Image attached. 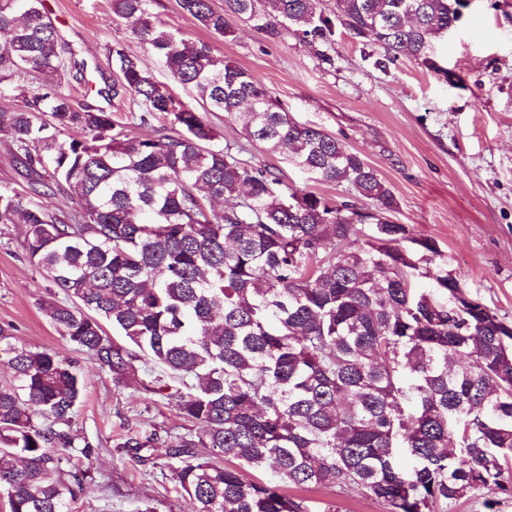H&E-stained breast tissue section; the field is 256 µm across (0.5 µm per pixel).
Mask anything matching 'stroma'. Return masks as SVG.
I'll return each mask as SVG.
<instances>
[{
    "label": "stroma",
    "instance_id": "stroma-1",
    "mask_svg": "<svg viewBox=\"0 0 512 512\" xmlns=\"http://www.w3.org/2000/svg\"><path fill=\"white\" fill-rule=\"evenodd\" d=\"M44 8L73 52L62 89L75 108L112 109L104 88L116 76L110 49L117 41L157 81L193 103L192 92L173 84L162 62L132 36L129 22L113 15L110 0H44ZM152 11L186 41L207 42L263 81L299 122L359 151L394 194L392 220L409 225L415 237L435 240L470 294L512 321V0H470L433 45L439 74L409 59L378 69L368 47L341 28L327 48L334 59L328 65L297 39L273 42L239 20L235 39L213 36L176 0H154ZM449 71L455 82L446 79ZM213 122L224 141L243 145L244 160L269 167L294 189L348 196V189L246 141L240 125L223 114ZM22 241V225L0 224V326H11L26 346L69 352L41 309L48 281L26 258ZM79 364L85 390L73 425L99 442L100 452L77 461L92 479L72 512H188L178 462L166 448H154L151 463L143 465L119 446L130 430H179L175 397L146 392L136 382L115 386L87 357ZM288 493L306 512H324L330 504L336 512H386L380 501L351 489L292 487ZM439 512H512V464L502 486L441 504Z\"/></svg>",
    "mask_w": 512,
    "mask_h": 512
}]
</instances>
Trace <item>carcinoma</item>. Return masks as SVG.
Masks as SVG:
<instances>
[{
	"label": "carcinoma",
	"instance_id": "carcinoma-1",
	"mask_svg": "<svg viewBox=\"0 0 512 512\" xmlns=\"http://www.w3.org/2000/svg\"><path fill=\"white\" fill-rule=\"evenodd\" d=\"M153 0H111L195 105L158 83L122 43L112 98L139 122L170 120L141 139L111 112L76 109L60 91L65 44L43 0H0V86L31 75L40 89L0 110L29 189L66 193L65 214L0 192V223L66 296L42 309L73 350L138 380L139 356L186 389L190 423L165 438L126 433L139 463L159 445L178 459L191 512H305L282 485L354 489L387 512H435L499 485L512 457V322L472 298L434 240L388 218L396 200L362 154L296 121L269 88L206 42L189 44ZM454 0H178L211 34L242 19L273 41L332 43L336 26L383 58L440 71L434 40L458 21ZM222 112L248 140L282 152L355 200L298 191L239 158L210 121ZM370 232H365V226ZM431 281L418 291L414 278ZM112 326L120 340L106 335ZM0 493L9 512H69L89 472L60 453L99 451L73 429L84 391L78 362L18 344L0 326ZM249 469L272 470L257 482Z\"/></svg>",
	"mask_w": 512,
	"mask_h": 512
}]
</instances>
